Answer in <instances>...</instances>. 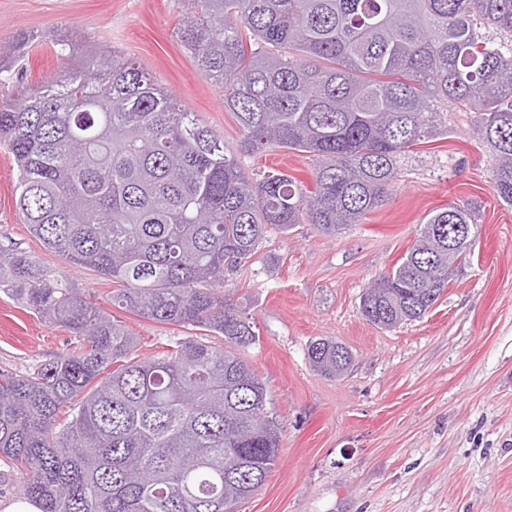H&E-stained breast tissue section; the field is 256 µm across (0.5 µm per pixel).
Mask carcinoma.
Instances as JSON below:
<instances>
[{"label":"carcinoma","instance_id":"carcinoma-1","mask_svg":"<svg viewBox=\"0 0 512 512\" xmlns=\"http://www.w3.org/2000/svg\"><path fill=\"white\" fill-rule=\"evenodd\" d=\"M175 35L224 93L237 151L135 63L63 38L51 50L67 66L0 101L29 232L117 284L113 306L224 337L140 359L84 291L0 244V290L78 339L25 373L0 370V459L41 512H224L263 484L283 426L237 353L257 336L226 274L271 226L336 235L385 205L399 159L448 129L444 107L475 113L512 206V0H184ZM276 147L311 154L313 188L238 160ZM452 224L478 229L465 204L428 212L361 295L367 322L395 328L438 301L471 255L448 247ZM307 356L336 379L353 361L322 338Z\"/></svg>","mask_w":512,"mask_h":512}]
</instances>
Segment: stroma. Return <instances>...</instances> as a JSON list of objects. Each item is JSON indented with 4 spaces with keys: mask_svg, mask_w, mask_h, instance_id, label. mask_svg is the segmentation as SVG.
I'll use <instances>...</instances> for the list:
<instances>
[{
    "mask_svg": "<svg viewBox=\"0 0 512 512\" xmlns=\"http://www.w3.org/2000/svg\"><path fill=\"white\" fill-rule=\"evenodd\" d=\"M182 10V0H0V64L11 69L0 100L60 71L50 41L61 34L137 61L236 149L242 132L223 93L175 38ZM241 162L254 174L281 170L312 182L306 153ZM491 168L471 113L449 110L447 134L414 146L390 200L363 223L335 236L310 224L269 231L230 274L227 288L258 336L242 356L284 425L264 484L231 512H512V206L494 192ZM15 183L0 145V243L84 289L135 333L139 357L188 337L114 307L112 286L46 250L15 205ZM453 201L479 216L469 262L422 319L391 331L369 324L359 310L365 288L400 263L429 211ZM318 338L351 350L342 379L310 368L307 347ZM74 345L66 329L0 292V367L22 373Z\"/></svg>",
    "mask_w": 512,
    "mask_h": 512,
    "instance_id": "stroma-1",
    "label": "stroma"
}]
</instances>
